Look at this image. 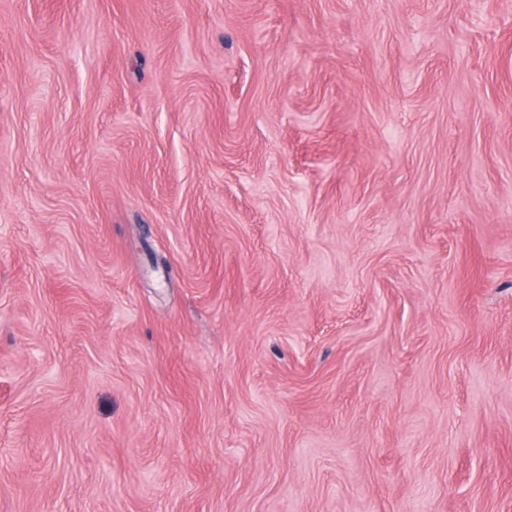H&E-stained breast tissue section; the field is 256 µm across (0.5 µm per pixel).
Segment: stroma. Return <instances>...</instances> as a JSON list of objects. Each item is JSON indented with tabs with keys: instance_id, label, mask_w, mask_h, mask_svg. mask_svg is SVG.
Masks as SVG:
<instances>
[{
	"instance_id": "35a3bbf8",
	"label": "stroma",
	"mask_w": 512,
	"mask_h": 512,
	"mask_svg": "<svg viewBox=\"0 0 512 512\" xmlns=\"http://www.w3.org/2000/svg\"><path fill=\"white\" fill-rule=\"evenodd\" d=\"M0 512H512V0H0Z\"/></svg>"
}]
</instances>
